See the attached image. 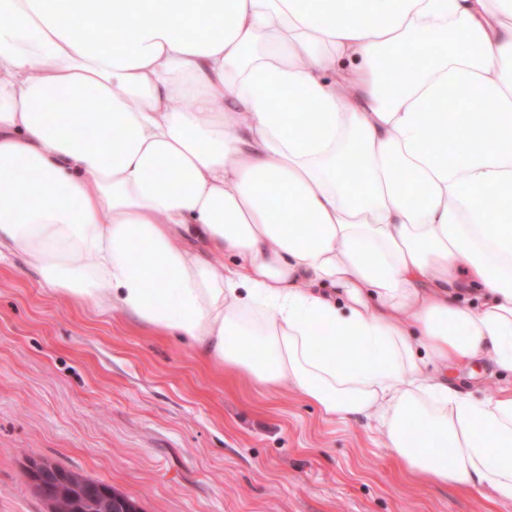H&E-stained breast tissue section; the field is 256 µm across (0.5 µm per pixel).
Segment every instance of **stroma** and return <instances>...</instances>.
I'll list each match as a JSON object with an SVG mask.
<instances>
[{
  "label": "stroma",
  "instance_id": "stroma-1",
  "mask_svg": "<svg viewBox=\"0 0 512 512\" xmlns=\"http://www.w3.org/2000/svg\"><path fill=\"white\" fill-rule=\"evenodd\" d=\"M476 397L512 384L449 370ZM48 458L141 512H512L457 484L416 481L375 422L332 420L289 385L272 396L160 335L46 288L0 260V512H48L26 475Z\"/></svg>",
  "mask_w": 512,
  "mask_h": 512
}]
</instances>
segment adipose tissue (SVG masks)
Segmentation results:
<instances>
[{"instance_id":"1","label":"adipose tissue","mask_w":512,"mask_h":512,"mask_svg":"<svg viewBox=\"0 0 512 512\" xmlns=\"http://www.w3.org/2000/svg\"><path fill=\"white\" fill-rule=\"evenodd\" d=\"M57 2L0 0V256L511 501L448 369L512 371V0Z\"/></svg>"}]
</instances>
